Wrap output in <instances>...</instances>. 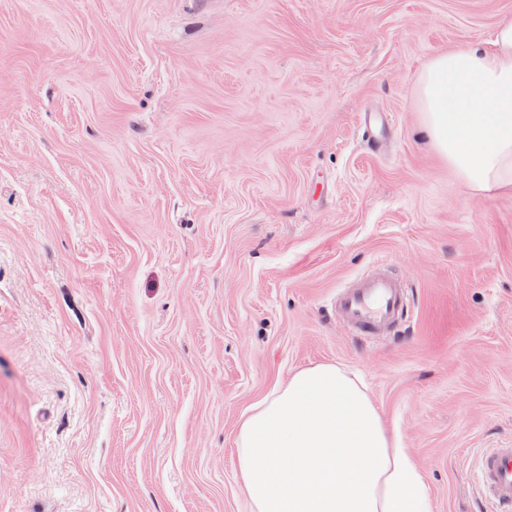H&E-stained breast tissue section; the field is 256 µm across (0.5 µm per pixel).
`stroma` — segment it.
Returning <instances> with one entry per match:
<instances>
[{"label": "stroma", "instance_id": "obj_1", "mask_svg": "<svg viewBox=\"0 0 512 512\" xmlns=\"http://www.w3.org/2000/svg\"><path fill=\"white\" fill-rule=\"evenodd\" d=\"M512 0H0V512H248L246 408L356 374L431 512L512 447V190L421 126ZM388 112L373 152L361 113ZM387 263L413 308L354 336ZM411 307L407 287L382 263L336 291V315L356 336H392Z\"/></svg>", "mask_w": 512, "mask_h": 512}]
</instances>
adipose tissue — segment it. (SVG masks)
I'll list each match as a JSON object with an SVG mask.
<instances>
[{"label": "adipose tissue", "instance_id": "ef3b65f1", "mask_svg": "<svg viewBox=\"0 0 512 512\" xmlns=\"http://www.w3.org/2000/svg\"><path fill=\"white\" fill-rule=\"evenodd\" d=\"M436 149L474 192L512 189V19L491 47L433 58L418 80ZM238 467L251 512H430L424 479L360 380L296 372L245 412Z\"/></svg>", "mask_w": 512, "mask_h": 512}]
</instances>
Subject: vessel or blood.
<instances>
[{
    "instance_id": "obj_1",
    "label": "vessel or blood",
    "mask_w": 512,
    "mask_h": 512,
    "mask_svg": "<svg viewBox=\"0 0 512 512\" xmlns=\"http://www.w3.org/2000/svg\"><path fill=\"white\" fill-rule=\"evenodd\" d=\"M388 127L387 113L361 115L360 128L371 144H379ZM411 307L407 287L382 263L336 293V315L357 336L393 335ZM479 488L494 512H512V448H491L481 453Z\"/></svg>"
}]
</instances>
